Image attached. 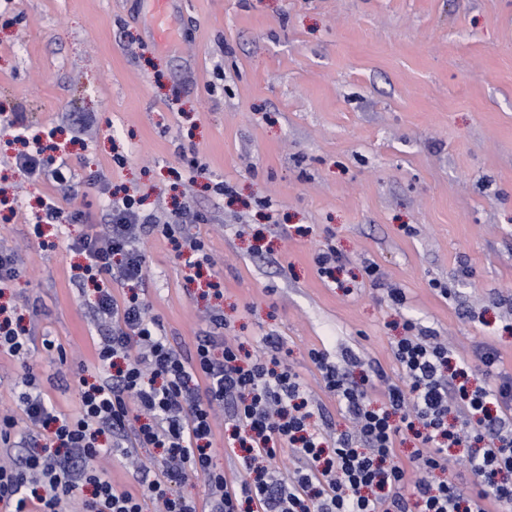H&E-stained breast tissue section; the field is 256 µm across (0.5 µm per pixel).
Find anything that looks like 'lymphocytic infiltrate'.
<instances>
[{"label":"lymphocytic infiltrate","mask_w":512,"mask_h":512,"mask_svg":"<svg viewBox=\"0 0 512 512\" xmlns=\"http://www.w3.org/2000/svg\"><path fill=\"white\" fill-rule=\"evenodd\" d=\"M24 151L12 159L21 180H49L66 197L81 193L66 159L28 148L24 113L6 116ZM109 203L98 229L75 239L93 284L89 307L94 322L110 323L96 346L100 377H78L80 406L63 413L47 398L33 361V332L14 326L0 306V352L19 368L20 415L0 413V447L21 448L20 463L0 461V504L13 512H65L77 491L89 490L84 512H143L152 502L159 512H197L195 500L176 491L188 475L203 477L209 512H243L257 504L264 512H512V379L489 385L497 362L492 348L468 359L438 341L433 331L405 323V336L393 347L398 380L381 366L345 351L330 360L311 350L326 392L336 396L351 431L328 437L311 425L315 404L299 375L279 359L273 337H265L266 356L254 357L226 344L224 315L210 312L207 329L193 349L174 346L159 320L138 296L120 300L103 279L135 285L146 278L152 260L143 239L158 231L176 255H200L203 245L182 226L202 216L185 205L166 218L140 210L134 196L117 195L108 184ZM382 381L381 398H372L373 381ZM222 407L231 432L230 447L244 479L229 480L213 462V410ZM50 430L52 447H31L30 433ZM413 433L415 476L396 464L397 445ZM160 449L162 475L141 468L136 490L120 489L97 466L107 454L128 456V440ZM464 448L462 461L475 489L462 494L444 479L450 448ZM299 461L283 477L273 461L283 449Z\"/></svg>","instance_id":"1"}]
</instances>
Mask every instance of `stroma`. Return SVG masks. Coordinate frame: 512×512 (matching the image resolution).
Segmentation results:
<instances>
[{
    "mask_svg": "<svg viewBox=\"0 0 512 512\" xmlns=\"http://www.w3.org/2000/svg\"><path fill=\"white\" fill-rule=\"evenodd\" d=\"M175 38L151 37L143 0H9L0 18V106L68 159L83 197L50 182L16 192L12 132L0 131V240L25 273L0 305L34 323L32 355L53 404L41 341L97 380L91 293L70 247L100 223L94 185L135 195L145 212L191 204L202 270L169 241L144 238L152 269L137 294L172 343L192 346L211 309L246 351L279 336L280 358L322 406L317 427L350 423L323 388L312 349L350 348L399 368L392 343L411 321L469 356L494 348L512 376V0H175ZM96 132L77 134L73 114ZM194 186H187V177ZM224 182L226 192L213 186ZM82 209L87 224L37 225L39 203ZM340 270L321 277L316 253ZM376 265L379 288L365 272ZM402 289L392 304L388 288Z\"/></svg>",
    "mask_w": 512,
    "mask_h": 512,
    "instance_id": "stroma-1",
    "label": "stroma"
}]
</instances>
